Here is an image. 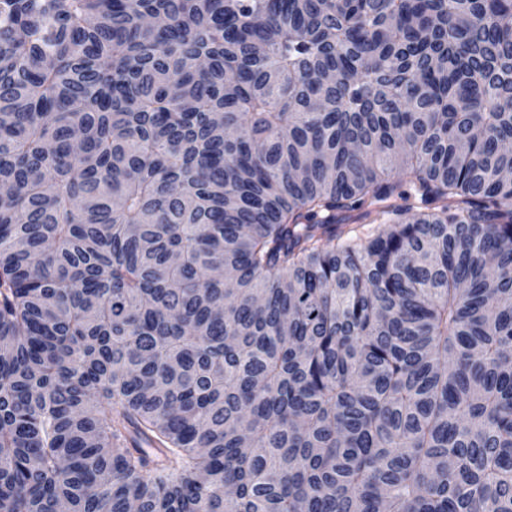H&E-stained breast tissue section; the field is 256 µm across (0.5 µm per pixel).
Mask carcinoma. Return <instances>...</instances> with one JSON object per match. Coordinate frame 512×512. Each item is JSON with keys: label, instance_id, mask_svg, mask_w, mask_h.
<instances>
[{"label": "carcinoma", "instance_id": "1", "mask_svg": "<svg viewBox=\"0 0 512 512\" xmlns=\"http://www.w3.org/2000/svg\"><path fill=\"white\" fill-rule=\"evenodd\" d=\"M509 144L512 0H0V512H512Z\"/></svg>", "mask_w": 512, "mask_h": 512}]
</instances>
